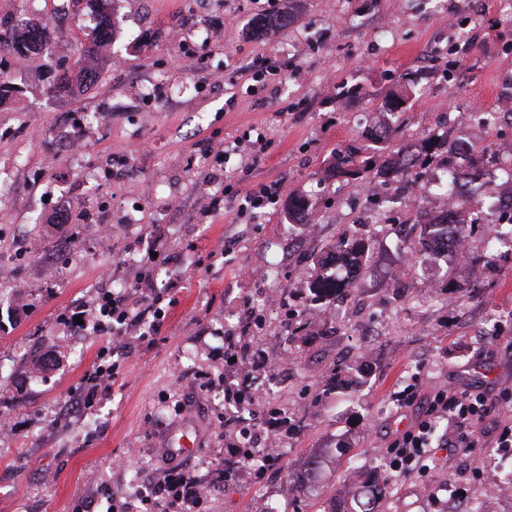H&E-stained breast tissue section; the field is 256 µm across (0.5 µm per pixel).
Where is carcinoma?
Masks as SVG:
<instances>
[{"label":"carcinoma","instance_id":"1","mask_svg":"<svg viewBox=\"0 0 512 512\" xmlns=\"http://www.w3.org/2000/svg\"><path fill=\"white\" fill-rule=\"evenodd\" d=\"M94 6L99 16V27L91 43V48L79 54L74 63L56 75L47 93L53 97L73 94L87 82L96 77V72L86 67V60L96 52V48L109 41L112 34V17L107 0H74ZM289 22L287 15H274L261 19L257 30L268 34L282 28ZM50 31L40 19L30 18L20 23L0 27V48L6 49L21 59H43V68L51 72L57 69L48 53ZM412 94L406 89L392 95L383 104L385 120L367 136V144L361 147L338 149L334 152L335 164L332 174L347 176L352 180L364 179V174L376 171L382 177L407 174L419 164L422 156L438 149L441 144L431 137H422L416 142L404 146L397 155L382 164H377L379 154L373 145L386 141L394 132L392 119L406 108ZM448 153L466 158L468 165L458 167L453 187L452 219L439 220L430 213H420L419 220L408 226L401 245L412 253L421 256L423 262L439 256L445 250L448 237L465 238L476 224L485 223L482 213L475 214L468 209L472 197L485 194L494 199L490 211L502 207L512 210V194L507 201L498 199L493 187L492 174L480 169L481 156L472 152V148L460 143L448 147ZM288 217L294 224H307L308 203L302 196H294L288 201ZM488 249L498 252L502 249L512 251V227L501 224L493 226L488 236ZM370 254V243L362 235L342 236L336 244L315 258V274L308 283L311 302L329 307L339 298H345L354 291L362 275Z\"/></svg>","mask_w":512,"mask_h":512}]
</instances>
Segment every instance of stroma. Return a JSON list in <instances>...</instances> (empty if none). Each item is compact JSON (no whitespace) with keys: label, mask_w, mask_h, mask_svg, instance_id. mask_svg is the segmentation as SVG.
I'll list each match as a JSON object with an SVG mask.
<instances>
[{"label":"stroma","mask_w":512,"mask_h":512,"mask_svg":"<svg viewBox=\"0 0 512 512\" xmlns=\"http://www.w3.org/2000/svg\"><path fill=\"white\" fill-rule=\"evenodd\" d=\"M278 14L289 23L256 33L259 18ZM29 16L50 24L65 68L99 22L83 5L0 0V21ZM113 22L98 80L67 98L47 95L39 62L0 49V78L24 86L0 106V267L17 285L0 298V512H105L104 497L129 501L136 472L152 482L179 467L205 482L229 459L224 381L246 366L267 375L246 416L258 440L278 436L283 450L260 472L239 464L197 512H256L283 481L300 487L288 512H363L341 489L353 470L376 486V512H446L444 491L421 494L422 476L387 481L378 470L391 438L443 388L484 391L489 411L475 448L442 455L439 472L466 493L512 476V447L499 469L484 463L490 435L512 423V252L489 254L478 226L465 257L421 266L397 246L421 203L405 193L407 176L358 187L326 174L335 150L382 122V101L408 72L414 95L384 153L429 135L491 145L494 166L512 169V120L483 140L469 122L512 86V0H116ZM91 112L107 122L89 124ZM233 142L238 153L224 155ZM271 183L275 203L244 209L247 193ZM294 195L309 202L308 225L288 221ZM100 211L110 233L95 223ZM348 231L369 237L370 261L350 299L319 309L306 297L313 257ZM30 239L39 252L24 253ZM270 265L279 280L264 278ZM147 268L154 280H141ZM280 287L287 308L245 317ZM131 288L135 305L170 300L158 329L131 328L118 344L60 325L67 309ZM357 303L380 312L374 336L351 317ZM42 357L55 365L34 370ZM113 363L112 390L67 413L85 375ZM353 365L364 385L330 389ZM285 401L291 422L269 428ZM184 435L195 452H171Z\"/></svg>","instance_id":"35a3bbf8"}]
</instances>
